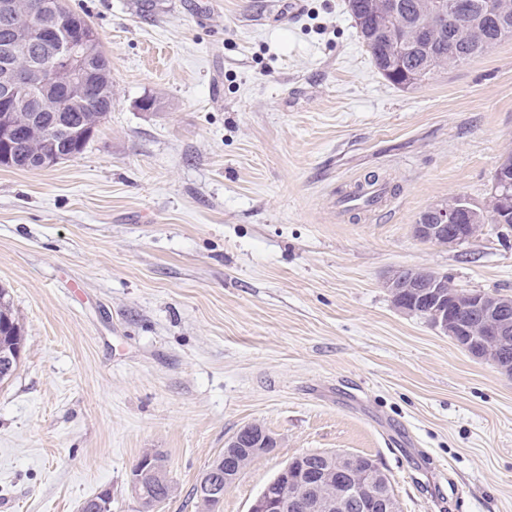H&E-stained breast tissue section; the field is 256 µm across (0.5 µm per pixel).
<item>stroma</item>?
<instances>
[{"label":"stroma","instance_id":"stroma-1","mask_svg":"<svg viewBox=\"0 0 512 512\" xmlns=\"http://www.w3.org/2000/svg\"><path fill=\"white\" fill-rule=\"evenodd\" d=\"M96 29L112 110L81 155L0 167V287L24 348L0 384V512H137L148 451L194 486L242 426L276 449L224 492L249 512L310 451L368 455L401 512H512V375L382 282L411 267L512 295V234L417 240L481 203L512 149V38L416 88L371 63L347 0H65ZM160 102L157 111L144 99ZM375 211L339 199L370 174Z\"/></svg>","mask_w":512,"mask_h":512}]
</instances>
